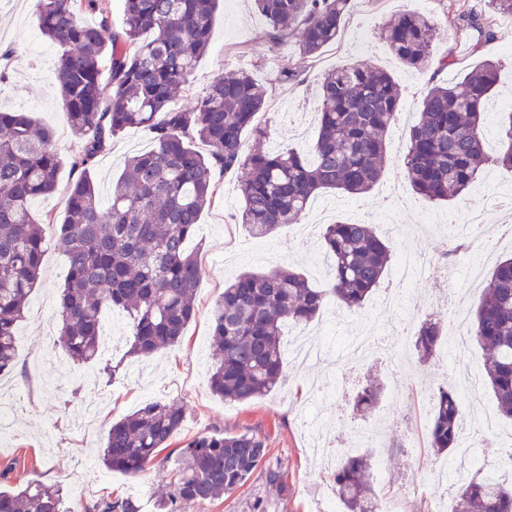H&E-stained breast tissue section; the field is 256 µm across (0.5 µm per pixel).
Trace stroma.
<instances>
[{
  "label": "stroma",
  "mask_w": 512,
  "mask_h": 512,
  "mask_svg": "<svg viewBox=\"0 0 512 512\" xmlns=\"http://www.w3.org/2000/svg\"><path fill=\"white\" fill-rule=\"evenodd\" d=\"M483 6V0H356L338 44L309 62L300 81L285 84L278 82L277 76L297 60V35L270 48L261 37L265 19L252 0H221L208 50L190 77L191 93L179 97L178 105H187L191 94L201 92L216 76L233 69L250 70L258 80L272 85V97L257 117L267 131L264 148L305 151L318 130L316 90L321 77L336 67L365 62L389 72L401 90L400 107L386 137V168L369 193L359 197L318 195L300 223L285 225L261 239L241 222L238 174L220 176L218 194L202 212L196 237L203 269L195 297L196 316L177 346L144 361L127 357L131 323L125 312L116 309L112 315L121 326L106 356L107 361L120 365L115 378L106 380L100 364L70 362L53 368L47 384L42 381L39 363L46 346L56 344L60 334L57 302L68 270L55 226L65 217L73 180L68 160L78 141L62 120V103L53 80L59 48L41 33L35 0H15L13 6L0 9V107L30 113L37 123L54 129V142L63 161L56 191L33 206L35 219L50 218L55 225L47 230L41 278L19 325L14 366L0 378V400L10 408V436L0 442V474L6 485L15 488L40 482L62 486L63 512H85L97 501L118 498L131 499L139 512H157V501L169 489L184 442L217 429L248 431L267 445L262 465L242 489L190 506L187 512H319L323 494L333 486L334 471L312 458L300 413L316 411L319 397H340L345 403L343 418L335 419L329 412L323 417L325 425L340 437L339 454H346L357 428L384 423V439L369 449L378 466L372 477L376 495L402 499L406 512H430L429 466L437 462L447 468L448 481L454 485L458 462L453 456L435 455L429 446L431 389L421 382L416 361H409L408 373L399 386L394 383V368L375 360L345 367L336 358L350 334L343 327L337 329L328 356L319 363L306 370L285 364L284 378L270 396L229 403L209 386L215 363L209 326L228 277L280 266L297 269L312 287H324L327 276L320 235L328 224H370L380 237L391 240L397 251L420 247L432 253L441 249V236L416 237L412 224L425 210L443 220L465 213L478 205V195L473 192L450 203L433 204L416 198L404 182L400 157L427 90L426 78L395 57L381 39L378 26L384 18L403 10L434 20L435 54H454L455 64L445 74L453 85L483 61L499 63V80L489 100L484 128L485 139L494 149L500 120L507 111L505 101L512 98V17L498 18L502 36L492 41L455 27L457 10ZM148 146L147 135L139 130L113 138L94 171L101 196H109L128 157ZM439 353L446 360L437 376L439 384L454 385L470 373L483 371L485 352L477 343L457 347L447 339ZM372 380L381 387L379 403L370 413L357 412L353 399ZM172 399L184 405L186 418L163 457L134 475L107 470L99 453L112 422L148 403Z\"/></svg>",
  "instance_id": "35a3bbf8"
}]
</instances>
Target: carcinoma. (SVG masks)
<instances>
[{"label": "carcinoma", "instance_id": "cac0c4a2", "mask_svg": "<svg viewBox=\"0 0 512 512\" xmlns=\"http://www.w3.org/2000/svg\"><path fill=\"white\" fill-rule=\"evenodd\" d=\"M219 0H125L124 26L105 42L111 26L108 0H38L41 33L62 48L54 81L64 123L81 146L70 158L77 173L57 240L68 256L59 294L62 321L58 345L75 364L100 358L103 311L129 317L131 357L148 358L176 346L195 316L194 295L203 269L188 241L217 193V176L244 173L239 189L242 223L257 237L303 218L319 193L360 196L380 179L386 133L400 105L398 84L387 72L362 64L324 74L317 105V138L307 152L245 148L267 131L253 126L270 98L251 73L218 76L190 106L176 97L190 87L197 61L208 49ZM488 10H462L456 26L494 40L499 15L512 17V0H486ZM277 47L292 28L300 30L299 63L279 81L299 80L306 63L341 36L352 0H255ZM91 16L89 23L85 17ZM434 21L403 11L386 18L380 33L406 66L438 76L453 64V51L436 58ZM499 65L484 61L465 74L463 88L431 81L400 165L412 191L432 203L462 197L490 165L512 170V114L500 131V147L485 145L486 104L498 83ZM128 129L146 133L149 149L127 159L104 201L91 171ZM54 131L23 112L0 111V374L13 367L16 336L39 279L46 244L44 225L32 219L34 202L58 185L60 157ZM204 143L200 153L195 144ZM330 257L328 288L277 267L245 272L224 288L211 321L217 362L213 393L249 402L269 395L283 378L282 326H305L331 296L349 312L364 308L387 275L388 241L371 225L336 222L325 227ZM437 322H423L413 335V353L428 362L441 346ZM468 338L489 352L484 385L496 410L512 420V257L500 261L468 315ZM368 384L355 398L365 410L379 400ZM429 445L437 455L459 448L462 414L457 396L440 385L431 398ZM185 410L177 400L150 403L112 423L102 449L111 471L136 474L154 462L180 434ZM268 448L254 434L214 432L180 449L171 491L159 512H185L243 487ZM372 457L350 455L336 465L333 482L344 512H376ZM62 490L30 483L0 488V512H60ZM86 512H138L128 499H103ZM452 512H512V488L477 471L457 490Z\"/></svg>", "mask_w": 512, "mask_h": 512}]
</instances>
